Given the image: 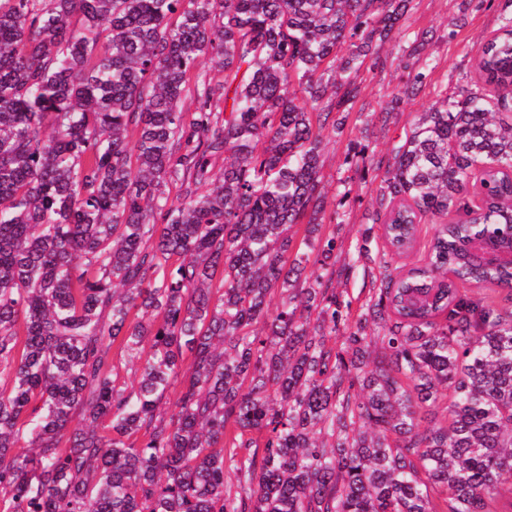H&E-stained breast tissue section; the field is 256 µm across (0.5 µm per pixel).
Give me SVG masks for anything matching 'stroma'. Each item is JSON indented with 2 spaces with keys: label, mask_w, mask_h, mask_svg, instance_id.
Masks as SVG:
<instances>
[{
  "label": "stroma",
  "mask_w": 512,
  "mask_h": 512,
  "mask_svg": "<svg viewBox=\"0 0 512 512\" xmlns=\"http://www.w3.org/2000/svg\"><path fill=\"white\" fill-rule=\"evenodd\" d=\"M511 11L512 0H493L490 7L480 10L467 8L466 0H414L404 27L407 34H425L426 52L438 66L430 84L405 98L388 116H381L380 110L406 79L396 42L382 46L381 66L362 68L357 81L363 109L351 114L343 134L326 135L321 153L323 192L328 210L335 212L338 221L337 263L350 261L384 175L383 169L371 164L366 175L356 173L354 151L365 145L376 155L388 156L393 144L409 130L416 113L425 111L437 95L470 82L476 51L497 30L502 15Z\"/></svg>",
  "instance_id": "obj_1"
}]
</instances>
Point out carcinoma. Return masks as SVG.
<instances>
[{"label":"carcinoma","instance_id":"obj_1","mask_svg":"<svg viewBox=\"0 0 512 512\" xmlns=\"http://www.w3.org/2000/svg\"><path fill=\"white\" fill-rule=\"evenodd\" d=\"M413 2L0 0V512H512V311L467 291H512L471 247L512 249V16L368 217L396 254L471 223L335 286L323 138ZM373 275H378V268L373 262H367V264L361 262L350 271L347 280L346 278L341 280L336 279V288L338 291L345 290L350 296L359 297V301L357 302L356 300L352 306L354 314L359 304L368 296V289L371 288Z\"/></svg>","mask_w":512,"mask_h":512}]
</instances>
